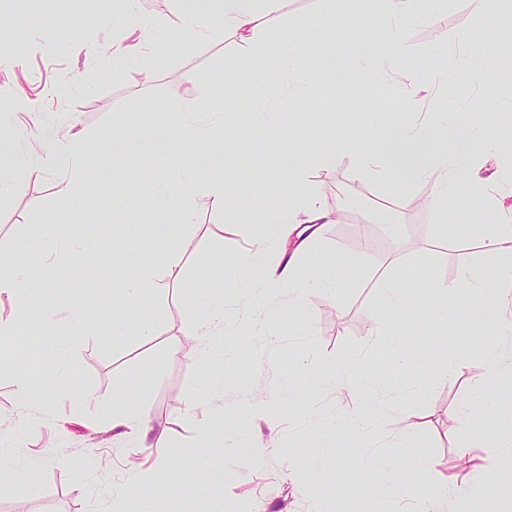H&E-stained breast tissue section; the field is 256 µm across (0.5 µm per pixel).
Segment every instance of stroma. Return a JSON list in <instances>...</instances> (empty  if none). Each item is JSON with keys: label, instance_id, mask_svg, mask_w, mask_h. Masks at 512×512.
Wrapping results in <instances>:
<instances>
[{"label": "stroma", "instance_id": "35a3bbf8", "mask_svg": "<svg viewBox=\"0 0 512 512\" xmlns=\"http://www.w3.org/2000/svg\"><path fill=\"white\" fill-rule=\"evenodd\" d=\"M432 22L405 27V68L398 83L371 82L362 97L353 86L329 83L307 69L300 98L278 91L277 78L254 65L247 81L238 76V42L223 28L198 36L185 29L181 0H140L127 18L121 0H0V19L12 30L0 45V109L7 121L0 132L20 153L55 151L73 127L92 138L90 171L82 184L89 202L79 211L62 201L64 174L48 171L31 179L18 198L0 197V247L13 250L28 272L31 317L14 335H0V353L12 354L26 373L28 401L18 403L13 373L0 372V466L13 469V484L0 487V512H126L128 500H149L153 512H395L392 486H425L422 470L401 466L389 478L356 467L355 461L380 443L390 458H416L449 479L464 480V460L479 463L492 443L498 412L512 411V391L495 390L493 406L475 411L466 423L453 415L467 403L482 379L512 378L507 369L485 363L497 316L493 308L474 312L459 283L461 260L474 276L492 277L497 259L486 253L476 222L477 200L451 193L437 208L431 187L376 161L359 172L355 158L319 153L346 133H383L393 128L386 111L391 94L404 85L439 80L440 90L424 101L429 111L445 113L462 144L484 155L482 171L492 184L512 183V0H447ZM148 29L159 46H144L135 59L114 66L112 48L128 25ZM387 24L382 0H286L270 32L271 52L312 46L322 57H350L378 49ZM494 26L493 36L468 50L465 35ZM459 34L456 43L445 33ZM25 95L39 103L35 112L15 109ZM221 101L226 112L210 147L201 152L156 138L158 129L175 128L181 111L200 110ZM155 136V150L143 152L140 138ZM308 155L310 187L322 204L339 213L326 225L311 258L297 275L302 299L289 288L255 284L241 295L231 271L251 254L263 266L267 251L253 242L267 230L270 209L288 205L281 182L298 154ZM162 162L223 179L230 186L262 184L267 196L244 198L222 207L202 196L191 198L193 223L158 221L154 205L143 200L136 221L164 290L143 298L128 316L130 330L113 335L112 300L136 276L135 255L114 258L128 235L112 221L118 198L147 179ZM80 235L91 244L86 257L59 270L27 243L41 238ZM336 270L340 282L326 294L317 279ZM406 276L409 310L421 311L434 285L447 288L457 317L448 325L418 318L400 323L405 347L436 359L452 358L456 368L445 378H430L393 358L386 336L371 327L378 317L381 273ZM209 293L224 298V328L197 336L193 299ZM58 309L55 321L44 310ZM83 314L82 335L67 322L68 307ZM310 329L300 334L303 316ZM265 320L268 332H235L238 322ZM153 336H140L139 323ZM368 361L366 375L393 395L388 410L412 416L416 431L391 425V437H377L355 422V404L336 386L350 359ZM321 367L320 388L299 395L289 388L301 362ZM17 371V372H18ZM140 384L138 408L152 430L141 447L116 436L106 412L113 397ZM276 424L272 442L245 446L260 427L258 413ZM213 437L196 452L198 432ZM333 434L338 452L319 446ZM37 456L39 470L26 462ZM144 465L164 460L176 480H193L200 467L224 466V496L201 494L193 503L149 484L130 485L127 457Z\"/></svg>", "mask_w": 512, "mask_h": 512}]
</instances>
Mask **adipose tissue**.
<instances>
[{"label":"adipose tissue","instance_id":"ef3b65f1","mask_svg":"<svg viewBox=\"0 0 512 512\" xmlns=\"http://www.w3.org/2000/svg\"><path fill=\"white\" fill-rule=\"evenodd\" d=\"M284 0H183L184 23L195 28L202 16L217 18L237 38L243 67H250L261 59L279 76V83L285 92L303 94L306 83L297 66L289 64L285 58L266 54L261 42V33L279 17ZM441 145L429 161L410 165L407 151L418 146L424 137ZM453 135L448 130L440 113L430 112L419 115L407 113L392 135L340 137L333 141L334 152L356 157L361 164H369L372 159L384 156L396 166L408 167L411 179L430 184V202L442 206L449 192L459 185L460 174L468 176V193L477 198L483 213L492 220V231L481 240L485 250L496 255L500 264L493 278L481 280L471 275L468 263H461L462 279L471 294V306L478 309L486 304H494L498 311L497 328L501 335L512 334V207L504 206L499 192L491 188L480 175V165L475 156L453 148ZM92 141L82 130L67 133L57 149L46 156L15 155L5 156L0 152V167L11 172L10 178L0 177V194H16L25 181L40 176L45 169L54 167L64 170L66 179L59 188L60 195L73 207L81 209L85 199L80 192L88 163L91 159ZM308 166L306 156H298L288 171V208L277 212L268 226L271 240L280 242L282 253L274 257L262 271L255 273L251 256L240 259L233 271V278L243 291H250L255 280H262L274 286L296 287V272L299 264L314 250L321 239L325 225L335 223L333 212L319 202L305 179ZM178 186L180 195L170 193V186ZM202 194L215 204H223L230 190L223 180L204 175L191 178L169 170L161 173L145 184L139 185L127 196L125 202L112 214L113 219L135 216L142 199H153L159 215H167L172 210H180L184 222H191L193 215L184 209V197ZM28 286V276L24 270L14 265L11 251L0 249V297H7L14 305V315L10 321L0 320V335L12 332L28 311L24 293ZM381 288L379 321L373 325L376 336H396V319L408 305L406 284L393 276H385L379 282ZM361 361H354L352 370L340 386L348 391L351 398H363L357 417L368 422L374 430L382 431L389 422L412 427L410 416L399 415L388 420L374 407L376 388L361 376ZM501 425L496 432V441L488 448L480 464L472 466L469 481L461 482L457 492L468 493L470 480L481 481L484 488H492L512 480V467L503 468V457L512 456V413L500 417ZM112 428L118 435L134 441H143L149 435L146 419L138 409V389L130 387L121 393L112 404ZM428 485L420 493H413L404 486L393 491L396 501L403 503L406 512H443L444 491L448 481L438 473H428Z\"/></svg>","mask_w":512,"mask_h":512}]
</instances>
